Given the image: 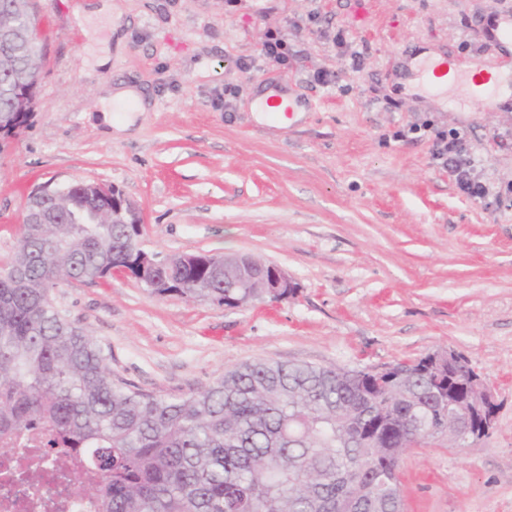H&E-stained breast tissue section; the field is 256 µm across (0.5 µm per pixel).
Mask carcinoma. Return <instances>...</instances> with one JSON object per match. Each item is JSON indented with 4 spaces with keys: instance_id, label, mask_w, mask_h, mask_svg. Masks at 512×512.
Here are the masks:
<instances>
[{
    "instance_id": "obj_1",
    "label": "carcinoma",
    "mask_w": 512,
    "mask_h": 512,
    "mask_svg": "<svg viewBox=\"0 0 512 512\" xmlns=\"http://www.w3.org/2000/svg\"><path fill=\"white\" fill-rule=\"evenodd\" d=\"M41 69V55L0 46V83ZM91 204L84 182L22 224L0 268V436L45 429L52 447L84 451L101 472L78 483L99 512H396L410 448L473 425L448 404L447 372L430 356L351 377L342 368L245 362L194 394L163 397L112 378L102 350L51 292L135 272L128 224H67ZM270 267L161 263L160 282L200 302L267 296Z\"/></svg>"
}]
</instances>
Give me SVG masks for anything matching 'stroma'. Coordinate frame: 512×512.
<instances>
[{
	"label": "stroma",
	"mask_w": 512,
	"mask_h": 512,
	"mask_svg": "<svg viewBox=\"0 0 512 512\" xmlns=\"http://www.w3.org/2000/svg\"><path fill=\"white\" fill-rule=\"evenodd\" d=\"M96 2L35 0L43 65L27 126L0 147V266L30 192L77 180L135 203L148 253L275 262L296 293L237 307L159 296L120 272L52 297L113 377L165 396L256 359L363 368L462 353L494 389L495 426L461 449L406 451L404 512H512V97L476 105L454 86L405 84L427 51L512 84V42L485 32L512 23V0H109V16L80 24ZM339 32L352 47H336ZM270 33L287 65L262 56ZM112 34L121 43L97 66ZM320 70L334 83L312 82ZM120 83L149 111L102 114ZM263 87L298 100L299 119L257 120ZM438 131L460 132L487 198L433 162Z\"/></svg>",
	"instance_id": "obj_1"
}]
</instances>
